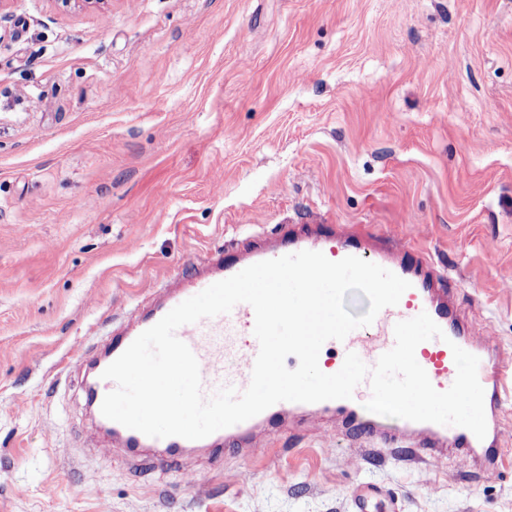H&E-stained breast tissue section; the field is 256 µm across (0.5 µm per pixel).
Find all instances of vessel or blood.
Returning <instances> with one entry per match:
<instances>
[{"mask_svg":"<svg viewBox=\"0 0 512 512\" xmlns=\"http://www.w3.org/2000/svg\"><path fill=\"white\" fill-rule=\"evenodd\" d=\"M303 250L318 251L329 260L355 256L375 263L410 282L399 303L382 309L371 325L353 330L341 341L323 345L330 352L324 360L326 373L339 371L347 353H356L367 366L395 345L394 326L427 313L442 329L443 338L421 343L417 362L426 371L436 390H447L456 377L452 349L461 347L479 359L478 379L484 389L487 433L484 439L466 428L430 422L399 420L390 424L367 414L364 404L371 396L368 382H361L352 398L318 403L279 402L259 415L199 440L182 437L152 438L107 419L101 412L105 395L115 387L103 379V371L145 330L155 325L175 306L210 285L244 268ZM255 314L246 303L230 313L204 318L178 328L177 337L196 356L202 393L212 396L225 386L244 391L251 379L259 343L253 334ZM506 367L497 338L492 331L475 334L457 310L448 273L422 251L384 235L366 233L353 226L333 224H284L270 239L252 238L234 247L217 251L198 273L185 281L170 284L152 302L138 309L107 336L101 350L89 357L81 391L86 408L103 431L108 446L123 448L133 468L145 465L177 468L183 458L200 450L209 465L223 463L225 456L247 458L276 445L275 436L286 428L290 416L313 415L332 420L338 430L360 446L391 451L409 450L412 460L424 462L440 455L465 454L477 472L484 473L507 463V449L498 430L504 406L512 400V385L506 382ZM351 512H399L395 501L386 500L382 489L367 484L351 496Z\"/></svg>","mask_w":512,"mask_h":512,"instance_id":"b4317fda","label":"vessel or blood"}]
</instances>
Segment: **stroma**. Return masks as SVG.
I'll return each instance as SVG.
<instances>
[{
    "mask_svg": "<svg viewBox=\"0 0 512 512\" xmlns=\"http://www.w3.org/2000/svg\"><path fill=\"white\" fill-rule=\"evenodd\" d=\"M355 224L431 255L512 353V0H11L0 11V512H512V466L327 420L131 472L81 355L211 251ZM387 507V508H382ZM350 512H399L395 501L390 499L387 503L382 489L367 484L357 489L351 496Z\"/></svg>",
    "mask_w": 512,
    "mask_h": 512,
    "instance_id": "1",
    "label": "stroma"
}]
</instances>
